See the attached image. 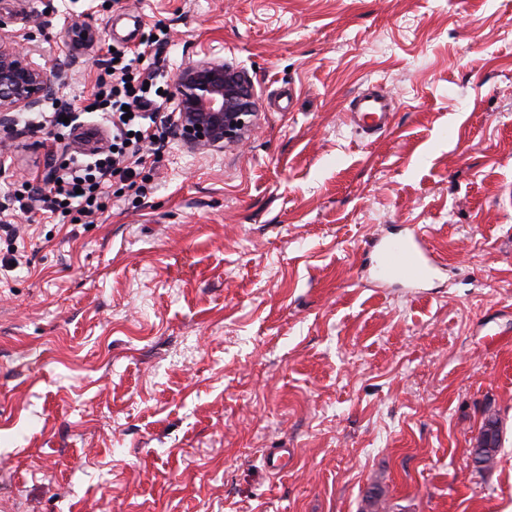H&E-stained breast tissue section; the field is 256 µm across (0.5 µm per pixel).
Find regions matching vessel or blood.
<instances>
[{
	"label": "vessel or blood",
	"mask_w": 512,
	"mask_h": 512,
	"mask_svg": "<svg viewBox=\"0 0 512 512\" xmlns=\"http://www.w3.org/2000/svg\"><path fill=\"white\" fill-rule=\"evenodd\" d=\"M391 112V98L385 92L374 89L360 92L353 98L349 108L351 120L368 134L386 128L390 122ZM424 239V233L416 230L410 235L387 240L376 262L379 278H401L410 282L424 279L431 269Z\"/></svg>",
	"instance_id": "vessel-or-blood-1"
}]
</instances>
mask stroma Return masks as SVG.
Segmentation results:
<instances>
[{
	"mask_svg": "<svg viewBox=\"0 0 512 512\" xmlns=\"http://www.w3.org/2000/svg\"><path fill=\"white\" fill-rule=\"evenodd\" d=\"M82 126L104 49L170 28L158 68L224 58L259 122L164 147L92 224L0 241V512H512V0H0ZM97 45L72 42L74 24ZM380 86L390 125L349 100ZM16 125L0 207L41 185ZM423 229L416 288L378 242ZM499 418L495 465L471 449ZM287 449L286 469L265 459ZM392 99L382 90L367 89L353 98L348 115L367 134L386 128L390 122Z\"/></svg>",
	"mask_w": 512,
	"mask_h": 512,
	"instance_id": "obj_1",
	"label": "stroma"
}]
</instances>
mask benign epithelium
Wrapping results in <instances>:
<instances>
[{"label":"benign epithelium","instance_id":"obj_1","mask_svg":"<svg viewBox=\"0 0 512 512\" xmlns=\"http://www.w3.org/2000/svg\"><path fill=\"white\" fill-rule=\"evenodd\" d=\"M33 54L23 29L9 40L0 38V132L11 128L13 113L39 108L59 89L60 73L36 63ZM170 100L177 138L196 151L222 153L236 147L257 124L251 79L220 57L207 56L182 67Z\"/></svg>","mask_w":512,"mask_h":512}]
</instances>
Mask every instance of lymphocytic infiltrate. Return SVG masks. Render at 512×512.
Masks as SVG:
<instances>
[{
    "instance_id": "1",
    "label": "lymphocytic infiltrate",
    "mask_w": 512,
    "mask_h": 512,
    "mask_svg": "<svg viewBox=\"0 0 512 512\" xmlns=\"http://www.w3.org/2000/svg\"><path fill=\"white\" fill-rule=\"evenodd\" d=\"M166 40V32L161 31L156 39L143 41L136 48L115 49L107 59L108 71L97 79L98 96L92 104L104 112L112 129L110 149L94 152L89 163L79 154H70L61 164L58 184L38 197L16 193L13 206L25 211L37 205L53 215L74 210L86 218L102 210L112 176L122 165L140 162L143 147L152 143L155 131L144 124L143 115L161 112L162 105L157 99V77L148 71L146 62L158 55Z\"/></svg>"
}]
</instances>
